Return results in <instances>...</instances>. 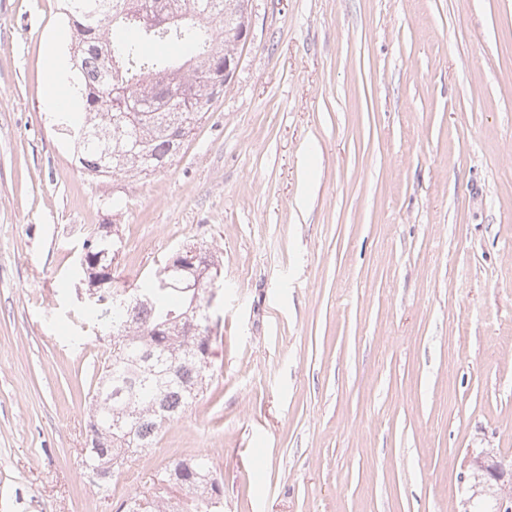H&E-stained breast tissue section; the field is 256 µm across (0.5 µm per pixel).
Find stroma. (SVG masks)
I'll return each mask as SVG.
<instances>
[{"label": "stroma", "mask_w": 512, "mask_h": 512, "mask_svg": "<svg viewBox=\"0 0 512 512\" xmlns=\"http://www.w3.org/2000/svg\"><path fill=\"white\" fill-rule=\"evenodd\" d=\"M62 0H0V512H116L204 453L224 512H466L512 464V0H252L213 112L140 180L45 109ZM114 288L222 252L207 391L98 493L78 464ZM120 243L119 231L115 229L114 226H112V239L102 238L101 236H97L96 232H93L83 242L82 255H84L81 259H83L87 267H95L98 265L101 270L104 268L107 269L105 274L108 275L112 283L111 266L114 264V255L116 260L121 253ZM112 246L114 255L112 253ZM489 459H490L489 456L480 454L476 457L471 458V460L469 461L470 465L477 467L478 470L483 472L482 476H476L477 481H476V484L473 486L474 487L473 498L478 496L482 492H485L484 490H481V491L477 490V486L479 487L480 485H484V486L492 485L491 484L492 481L496 482L497 484H500L502 481H505L506 477L509 474H512L511 468L510 469L506 468V466L502 462L493 460L495 462V464L489 465L490 461H492V460L489 461ZM480 479H483L485 481H483L482 483H479Z\"/></svg>", "instance_id": "stroma-1"}]
</instances>
